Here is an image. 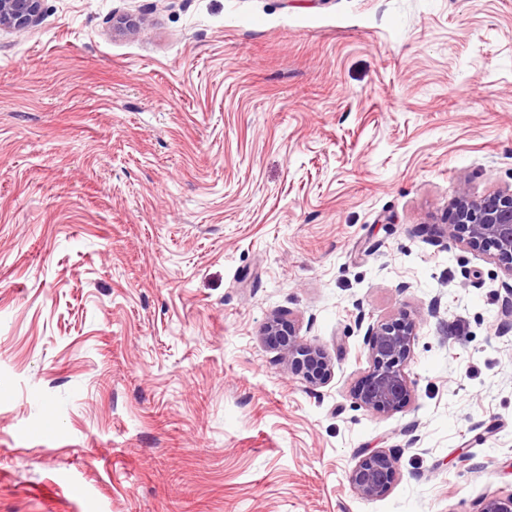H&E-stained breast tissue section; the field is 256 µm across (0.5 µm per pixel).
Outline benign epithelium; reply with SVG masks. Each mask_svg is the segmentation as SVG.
Wrapping results in <instances>:
<instances>
[{
    "label": "benign epithelium",
    "instance_id": "benign-epithelium-1",
    "mask_svg": "<svg viewBox=\"0 0 512 512\" xmlns=\"http://www.w3.org/2000/svg\"><path fill=\"white\" fill-rule=\"evenodd\" d=\"M40 8L41 0H0V27L22 30L34 21ZM448 236L473 251L492 255L512 272V190L477 199L466 188H459L448 207ZM262 336L307 383H326L331 373L327 354L304 344L289 321L272 317ZM416 336V323L405 313L368 327L366 346L371 366L354 389L359 406L374 414L389 415L403 411L411 403L415 381L409 364ZM397 464L398 457L393 452L375 451L351 469V487L362 498H380L395 482ZM477 512H512V492L484 498Z\"/></svg>",
    "mask_w": 512,
    "mask_h": 512
}]
</instances>
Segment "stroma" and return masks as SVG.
Returning a JSON list of instances; mask_svg holds the SVG:
<instances>
[{"label":"stroma","instance_id":"obj_1","mask_svg":"<svg viewBox=\"0 0 512 512\" xmlns=\"http://www.w3.org/2000/svg\"><path fill=\"white\" fill-rule=\"evenodd\" d=\"M462 186L512 190V0H42L0 29V512L512 491V273L449 238ZM402 313L414 397L377 415L366 328ZM262 336L272 349L279 352L280 359L301 374L307 383L314 386L326 383L331 373L327 354L322 349L304 344L289 320L272 317L265 324ZM398 457L393 452L378 450L359 460L351 469L349 481L362 498L373 500L384 496L397 476Z\"/></svg>","mask_w":512,"mask_h":512}]
</instances>
